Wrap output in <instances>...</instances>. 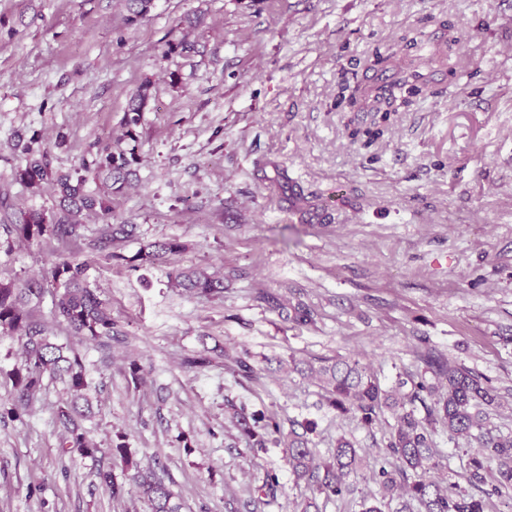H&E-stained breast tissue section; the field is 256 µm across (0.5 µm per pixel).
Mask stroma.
Here are the masks:
<instances>
[{
  "mask_svg": "<svg viewBox=\"0 0 512 512\" xmlns=\"http://www.w3.org/2000/svg\"><path fill=\"white\" fill-rule=\"evenodd\" d=\"M453 22L455 73L437 93L370 123L338 97L343 82L380 76L374 54L412 56L407 38H443ZM147 87L136 178L112 192V223L136 225L117 252L176 237L184 251L159 267L111 265L83 241L17 243L0 278L46 276L59 256L86 262L122 330L111 349L82 345L101 447L123 439L157 467L181 512H361L395 419L372 426L328 406L289 359H358L382 386L431 383L463 366L499 396L497 433L512 435V0H154L128 22L120 0H0V224L52 215L51 183L16 178L30 137L52 171L91 162L122 138L131 95ZM65 142H58V134ZM224 274V296L170 288L168 272ZM303 304L307 324L281 313ZM210 358L191 369L185 358ZM247 354L254 372L233 373ZM143 381L132 385L131 363ZM69 397L44 379L27 415L0 417V512H148L112 500L91 459L60 451L56 414ZM283 430L316 423L317 458L338 437L364 450L339 498L295 482L281 448H246L231 408ZM437 478L458 481L472 439L437 428ZM276 473L274 495L259 492Z\"/></svg>",
  "mask_w": 512,
  "mask_h": 512,
  "instance_id": "stroma-1",
  "label": "stroma"
}]
</instances>
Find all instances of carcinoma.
Wrapping results in <instances>:
<instances>
[{
  "label": "carcinoma",
  "instance_id": "1",
  "mask_svg": "<svg viewBox=\"0 0 512 512\" xmlns=\"http://www.w3.org/2000/svg\"><path fill=\"white\" fill-rule=\"evenodd\" d=\"M154 0H125L129 15L127 21L135 22L147 16ZM392 96L402 98L407 105L410 99L429 92V83L414 73L408 77L394 76ZM147 101L146 88H141L130 99L123 120L124 137L137 140L136 127ZM25 165L17 171L18 179L27 187L50 181L58 194L61 216L53 224L45 214L31 212L15 224L0 226L7 236L5 255H10L13 244L41 240L81 239L86 227L82 217L89 213L108 214L112 210L111 198L87 189V183L103 179L111 181L119 191L133 174L136 162L135 149L103 150L92 163H84L73 171L52 173L45 155L26 149ZM134 229L127 224H104L87 242L93 251L112 248V244L133 236ZM183 245L175 238L149 242L140 247L132 261L143 265L164 264L180 253ZM177 288L198 296H224V277L203 267L180 268L170 273ZM52 296V321L66 327L69 334L84 343L108 347L118 334V323L112 316L107 299L90 285L87 265L70 258L57 260L51 270V280L36 278L17 284L14 280H0V331L17 337L22 351L21 365L9 374L13 393L0 401V413L21 418L28 411L35 395L41 390L43 378L60 377L67 380L71 399L58 412L64 429L61 448L66 453L78 454L93 460L108 456L112 464L100 466L96 476L110 496L116 500L135 493L148 507L149 512H179L173 494L163 479L150 467L134 463L124 445L102 448L87 435L84 420L92 414V404L86 395L88 387L84 357L74 348L59 345L52 340L50 327L37 317L45 294ZM292 370L308 372L319 382L329 406L341 411H353L366 426L372 425L384 409L404 407L400 381L392 389H384L375 377L356 359L337 357L327 359L315 367L305 368L293 364ZM446 395L434 403L428 416L441 424L455 437L473 438L479 447L469 449V458L462 478L473 487L487 484V474L495 471V484L475 496L462 490L457 483L443 485L434 479L437 468L434 430L425 426L414 412H404L397 417L386 444L384 458L375 483L377 490L363 499L362 512H485V499L512 489V437L494 434L490 410L498 403V395L478 376L464 367L444 370ZM235 425L247 445L265 448L268 444L283 447V454L291 473L298 480L311 481L315 491L330 499L350 491L348 479L361 468L362 449L344 436L336 440L330 460L320 462L310 447L306 434L315 431L316 423L308 421L304 433L294 430L283 433L277 422L259 425L256 415L244 409L234 411ZM496 467H491V464ZM122 466L129 475V485L117 483L113 467Z\"/></svg>",
  "mask_w": 512,
  "mask_h": 512
}]
</instances>
